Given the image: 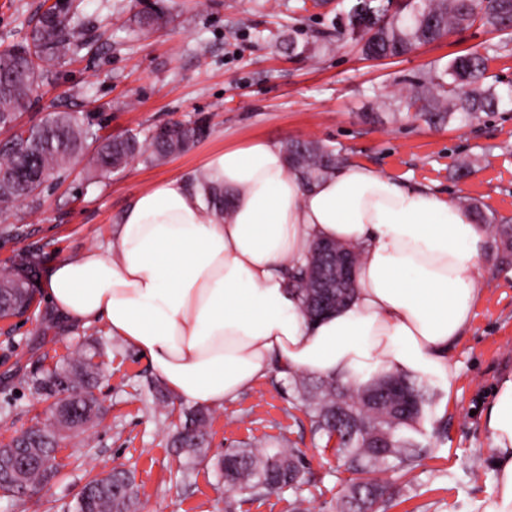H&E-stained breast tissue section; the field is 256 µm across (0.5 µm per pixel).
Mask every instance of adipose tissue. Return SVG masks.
<instances>
[{
	"label": "adipose tissue",
	"mask_w": 512,
	"mask_h": 512,
	"mask_svg": "<svg viewBox=\"0 0 512 512\" xmlns=\"http://www.w3.org/2000/svg\"><path fill=\"white\" fill-rule=\"evenodd\" d=\"M486 239L454 198L358 162L307 180L281 143L256 139L134 195L104 243L56 262L44 295L66 324L104 326L197 405L235 399L274 364L358 387L380 372L448 384ZM325 240L359 251L357 288L311 321L289 273ZM485 419L498 480L484 512H512V379Z\"/></svg>",
	"instance_id": "obj_1"
}]
</instances>
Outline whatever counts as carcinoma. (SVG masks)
<instances>
[{
    "mask_svg": "<svg viewBox=\"0 0 512 512\" xmlns=\"http://www.w3.org/2000/svg\"><path fill=\"white\" fill-rule=\"evenodd\" d=\"M391 0H377L375 27L359 34L362 53L372 59L400 57L417 47L435 42L451 33L462 32L479 21L503 34L497 43L448 60L441 69L433 68L427 86L407 97L419 115L430 124L458 121L471 123L483 112L498 106L500 96L488 82L490 57L508 50L512 44V0H402V19L384 20ZM75 9L74 0H63L57 13H42L24 41L0 51V67H11L15 77L0 81V130L12 136L0 147V209L35 195L43 187L41 180L24 183L9 176L22 170L42 172L49 178L66 169L75 154L85 150L90 131L85 118L74 112H50L39 123L26 129L17 128L19 116L31 106L30 86L49 79L52 68L65 62L79 48L67 27V18ZM207 127L198 121L175 122L171 138L161 140L152 135L144 140L128 132L103 139L93 158L102 173L112 172V159L130 156L160 160L174 152L188 149L204 136ZM300 151L289 159L304 177L326 174L337 168L343 157L318 141H298ZM496 259L501 265L512 263V225L498 224L493 238ZM344 251L358 261L354 249L334 241H319L311 251L307 269L298 277L306 313L314 320L319 315L320 281L331 274L324 269L319 248ZM34 298L29 283L9 269L0 272V318L22 316ZM63 373L71 394L56 404V410L70 413L73 428L96 419L100 404L91 391L96 372L85 362V355L71 364L62 365L32 380L35 391L49 397L57 394L56 374ZM291 391L311 418L314 432L327 437L333 431L341 435L335 448L345 470L352 474L341 498L338 512H351V500L357 489L371 495L369 508L387 512L395 496L394 483L380 474L400 471L405 474L421 465V448L405 436L418 431L426 412L434 405V392L425 380L410 373L385 375L363 387L355 388L339 379H322L311 385L301 374L292 375ZM208 409L186 411V423L179 434L180 446L194 463L204 442ZM57 433L46 428L24 430L12 444L0 451V470L20 458L24 467L15 477L17 489L34 495L58 472L54 448ZM230 492L267 496L275 490L294 489L305 476V462L295 448H232L217 460ZM138 496L116 494L90 479L78 493L73 512H137Z\"/></svg>",
    "mask_w": 512,
    "mask_h": 512,
    "instance_id": "cac0c4a2",
    "label": "carcinoma"
}]
</instances>
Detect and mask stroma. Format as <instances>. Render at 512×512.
<instances>
[{
    "label": "stroma",
    "mask_w": 512,
    "mask_h": 512,
    "mask_svg": "<svg viewBox=\"0 0 512 512\" xmlns=\"http://www.w3.org/2000/svg\"><path fill=\"white\" fill-rule=\"evenodd\" d=\"M172 0L168 23L139 31L142 0H79L70 20L84 48L41 85L18 121L29 127L48 112L87 117L99 137L143 135L176 121H202L208 132L189 150L156 164L136 160L108 175L90 163L53 176L36 199L20 201L0 224L22 225L20 238L0 237V267L29 278L31 312L0 319V446L41 424L50 403L31 377L82 351H98L106 374L93 393L104 418L61 432L58 473L36 495H0V512H67L84 484L119 465L139 487L140 512H336L349 474L289 396L288 380L271 370L235 400L212 407L204 457L184 471L176 441L185 403L160 396L150 360L104 327L60 329L48 316L40 284L54 262L104 242L128 200L154 181L200 168L210 154L254 138L288 144L317 140L403 184L474 199L486 214L512 218V54L493 59L488 76L499 107L472 126H431L402 100L431 64L498 41L481 25L393 59L364 58L354 42L336 41V21L352 0ZM44 0H0V50L22 42ZM476 170L459 178L461 159ZM469 329L448 352L451 385L435 382L433 420L447 437L426 447L420 467L395 475L405 497L389 512H483L497 481L484 426L499 383L512 377V265L487 256ZM300 449L308 472L298 493L254 499L226 492L214 463L224 450L250 444Z\"/></svg>",
    "instance_id": "obj_1"
}]
</instances>
